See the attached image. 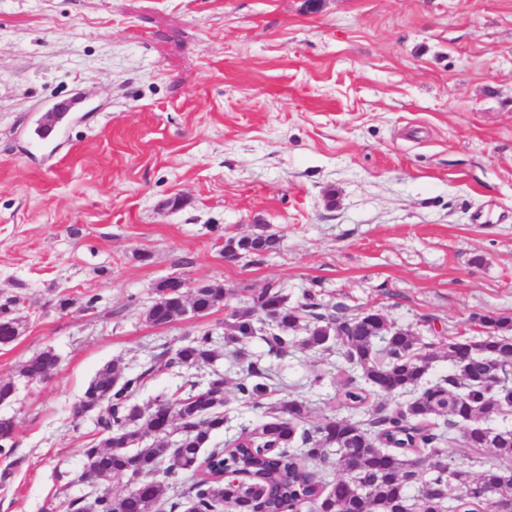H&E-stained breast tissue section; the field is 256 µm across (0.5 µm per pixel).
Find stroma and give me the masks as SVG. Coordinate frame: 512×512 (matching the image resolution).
<instances>
[{
    "label": "stroma",
    "mask_w": 512,
    "mask_h": 512,
    "mask_svg": "<svg viewBox=\"0 0 512 512\" xmlns=\"http://www.w3.org/2000/svg\"><path fill=\"white\" fill-rule=\"evenodd\" d=\"M72 93L88 109L46 155L28 129ZM261 225L277 252L224 260ZM172 274L315 288L432 342L512 317V0H0V298L24 301L0 512L129 490L75 482L99 435L74 408L104 365L222 330L220 307L146 322ZM45 348L53 374L19 378ZM248 349L272 401L335 413L334 357Z\"/></svg>",
    "instance_id": "stroma-1"
}]
</instances>
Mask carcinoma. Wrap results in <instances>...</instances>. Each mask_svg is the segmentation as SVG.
<instances>
[{
    "instance_id": "1",
    "label": "carcinoma",
    "mask_w": 512,
    "mask_h": 512,
    "mask_svg": "<svg viewBox=\"0 0 512 512\" xmlns=\"http://www.w3.org/2000/svg\"><path fill=\"white\" fill-rule=\"evenodd\" d=\"M236 297L234 305L227 303ZM225 304L224 348L242 364L237 398L262 411L267 420L242 427L239 435L211 447L224 431L226 378L214 372L202 382L187 380L174 393L140 407L134 396L155 373L192 369L217 356L213 332L199 329L175 347L165 346L141 372L120 375L111 364L96 372L75 408L98 407V431L104 438L83 449L80 478L109 481L128 477L125 495L102 493L89 502L75 500L70 512H163L180 506L169 501L168 478L188 474L185 512H498V499L512 501V471L489 465L476 473L444 469L424 461L444 455L454 443L463 456L482 464L512 458V428L490 422L512 412V384L487 385L494 375H512V318H479L481 334L437 345L398 328L380 313L333 315L313 288L296 305L270 282L250 291L204 284L184 297L174 288H157L145 311L147 322L168 326L185 311L207 315ZM24 302L0 300V344L14 342L22 329ZM260 338L276 358L299 350L336 356V371L353 375L336 393L348 415L310 420V404L301 398L267 403L273 392L259 359L247 344ZM462 363L434 382L425 380L437 358ZM46 348L27 359L19 376L41 381L58 367ZM410 395L392 406L379 397ZM15 421L0 417V456L14 451ZM178 440L170 441L172 434ZM346 466L348 479L327 485L321 472ZM240 474L236 486L221 474Z\"/></svg>"
}]
</instances>
